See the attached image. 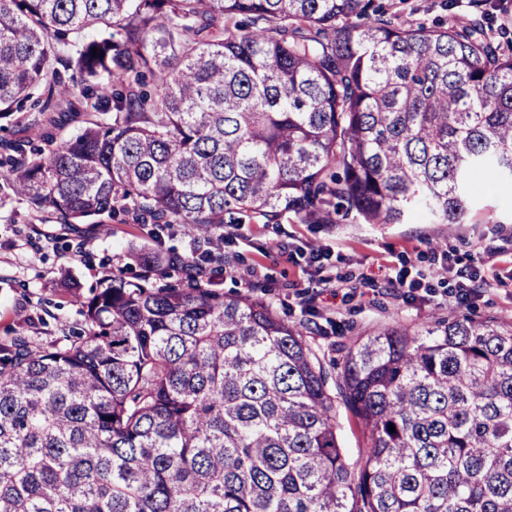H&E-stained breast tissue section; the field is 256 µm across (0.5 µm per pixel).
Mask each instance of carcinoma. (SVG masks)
<instances>
[{
  "instance_id": "1",
  "label": "carcinoma",
  "mask_w": 512,
  "mask_h": 512,
  "mask_svg": "<svg viewBox=\"0 0 512 512\" xmlns=\"http://www.w3.org/2000/svg\"><path fill=\"white\" fill-rule=\"evenodd\" d=\"M7 130L0 203L61 224H459L512 190V32L374 0H0ZM211 261L66 283L78 331L0 343V512H512L511 322L387 327L328 366ZM336 420L337 434L343 448L351 460H356L363 451V441L355 420L343 405L338 407Z\"/></svg>"
}]
</instances>
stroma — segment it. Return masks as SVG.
I'll return each instance as SVG.
<instances>
[{
	"label": "stroma",
	"instance_id": "1",
	"mask_svg": "<svg viewBox=\"0 0 512 512\" xmlns=\"http://www.w3.org/2000/svg\"><path fill=\"white\" fill-rule=\"evenodd\" d=\"M402 21L426 25L463 22L471 0H386ZM224 271L214 272L225 295L265 301L291 322L316 324L314 341L327 360L383 328L422 330L440 318L512 321V192L480 195L463 223L276 224L243 220L214 238ZM327 252L314 259L312 247ZM195 247L186 225L155 230L150 224H79L68 229L54 215L33 213L22 201L0 207V341L21 333L48 335L52 326L83 320L61 294L65 280L90 288L110 269L135 274V253ZM453 274H439L442 262ZM331 267L339 287L320 285L317 269ZM480 272L489 284L458 304L451 297L459 275Z\"/></svg>",
	"mask_w": 512,
	"mask_h": 512
}]
</instances>
